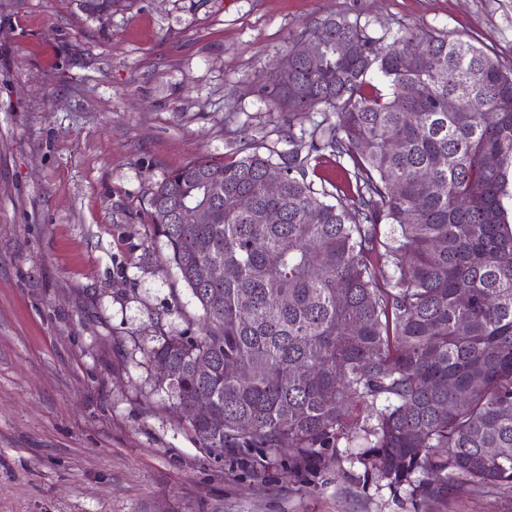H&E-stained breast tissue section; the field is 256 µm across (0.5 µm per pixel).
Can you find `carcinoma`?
<instances>
[{"instance_id": "carcinoma-1", "label": "carcinoma", "mask_w": 512, "mask_h": 512, "mask_svg": "<svg viewBox=\"0 0 512 512\" xmlns=\"http://www.w3.org/2000/svg\"><path fill=\"white\" fill-rule=\"evenodd\" d=\"M316 35L319 57L293 43L288 76L258 80L288 148L196 158L151 193L153 234L203 316L197 336L157 337L149 361L169 367L161 384L205 448L286 445L297 466L357 448L365 475L423 499L512 488V66L431 32L386 44L344 17L302 33ZM326 155L332 192L309 178ZM208 180L224 186L213 221L173 223ZM269 209L283 222L263 223Z\"/></svg>"}]
</instances>
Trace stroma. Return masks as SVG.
I'll use <instances>...</instances> for the list:
<instances>
[{
	"label": "stroma",
	"mask_w": 512,
	"mask_h": 512,
	"mask_svg": "<svg viewBox=\"0 0 512 512\" xmlns=\"http://www.w3.org/2000/svg\"><path fill=\"white\" fill-rule=\"evenodd\" d=\"M337 15L512 65V0H0V512H512V488L391 493L332 448L202 447L148 360L202 316L153 189L281 138L256 77Z\"/></svg>",
	"instance_id": "stroma-1"
}]
</instances>
